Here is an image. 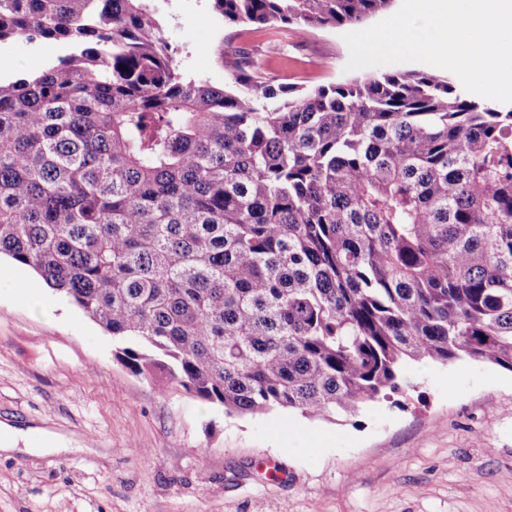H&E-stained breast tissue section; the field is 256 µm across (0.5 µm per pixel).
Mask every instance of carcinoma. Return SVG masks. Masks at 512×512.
<instances>
[{
  "label": "carcinoma",
  "mask_w": 512,
  "mask_h": 512,
  "mask_svg": "<svg viewBox=\"0 0 512 512\" xmlns=\"http://www.w3.org/2000/svg\"><path fill=\"white\" fill-rule=\"evenodd\" d=\"M298 32L393 0H210ZM0 255L232 413L332 419L408 360L512 371V108L408 70L305 90L186 79L155 0H0ZM50 49L49 52H44ZM60 54V49L49 43L39 41L29 42L25 39H14L0 43L1 60L8 59L10 68L0 69L2 78H11L25 73H34L43 69L45 64Z\"/></svg>",
  "instance_id": "obj_1"
}]
</instances>
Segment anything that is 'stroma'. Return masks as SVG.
Returning <instances> with one entry per match:
<instances>
[{"mask_svg":"<svg viewBox=\"0 0 512 512\" xmlns=\"http://www.w3.org/2000/svg\"><path fill=\"white\" fill-rule=\"evenodd\" d=\"M174 62L224 85L255 59L270 84L312 89L346 71L340 29L228 27L209 0H160ZM59 48L0 43L7 77ZM405 389L332 420L227 414L132 373L112 338L32 269L0 258V421L67 440L0 452V512H512V371L409 362Z\"/></svg>","mask_w":512,"mask_h":512,"instance_id":"stroma-1","label":"stroma"}]
</instances>
